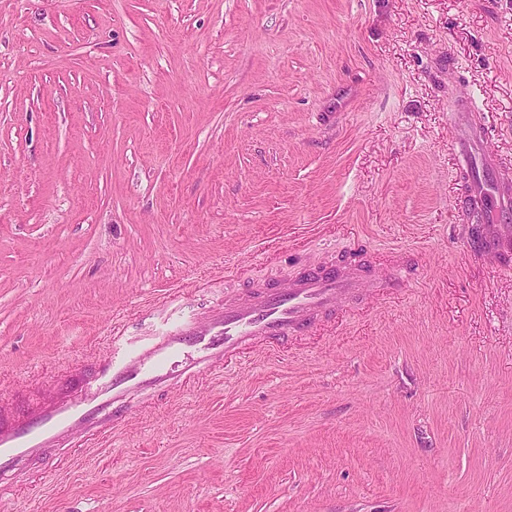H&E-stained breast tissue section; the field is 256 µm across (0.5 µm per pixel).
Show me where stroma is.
<instances>
[{
	"instance_id": "1",
	"label": "stroma",
	"mask_w": 512,
	"mask_h": 512,
	"mask_svg": "<svg viewBox=\"0 0 512 512\" xmlns=\"http://www.w3.org/2000/svg\"><path fill=\"white\" fill-rule=\"evenodd\" d=\"M468 89L512 159V0H0V405L33 412L172 295L422 261L0 512H512V255L454 218Z\"/></svg>"
}]
</instances>
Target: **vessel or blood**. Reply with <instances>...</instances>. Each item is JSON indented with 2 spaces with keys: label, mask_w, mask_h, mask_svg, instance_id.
Listing matches in <instances>:
<instances>
[{
  "label": "vessel or blood",
  "mask_w": 512,
  "mask_h": 512,
  "mask_svg": "<svg viewBox=\"0 0 512 512\" xmlns=\"http://www.w3.org/2000/svg\"><path fill=\"white\" fill-rule=\"evenodd\" d=\"M456 175L464 190L455 202L462 223L472 225L471 251L512 252V161L487 145L486 120L470 96L452 114ZM416 275L411 263L395 261L377 273L364 258L341 260L297 277L288 287L253 290L227 298L199 314H162L163 328L150 335H113L111 359L85 377L76 395L37 408L22 423L0 422V488L47 455L66 460L80 441L111 432L154 393L181 391L204 374L223 369L250 344H279L323 317L339 303L365 298L380 288H404Z\"/></svg>",
  "instance_id": "obj_1"
}]
</instances>
